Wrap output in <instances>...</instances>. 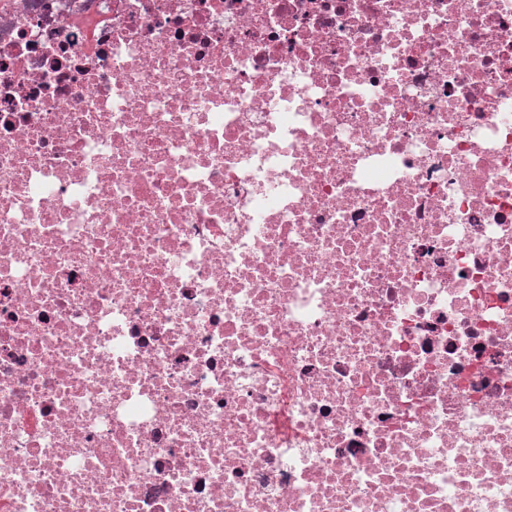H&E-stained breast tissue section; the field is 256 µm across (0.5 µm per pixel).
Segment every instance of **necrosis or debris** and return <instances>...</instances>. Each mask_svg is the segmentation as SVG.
I'll list each match as a JSON object with an SVG mask.
<instances>
[{
	"mask_svg": "<svg viewBox=\"0 0 512 512\" xmlns=\"http://www.w3.org/2000/svg\"><path fill=\"white\" fill-rule=\"evenodd\" d=\"M0 512H512V0L0 4Z\"/></svg>",
	"mask_w": 512,
	"mask_h": 512,
	"instance_id": "1",
	"label": "necrosis or debris"
}]
</instances>
